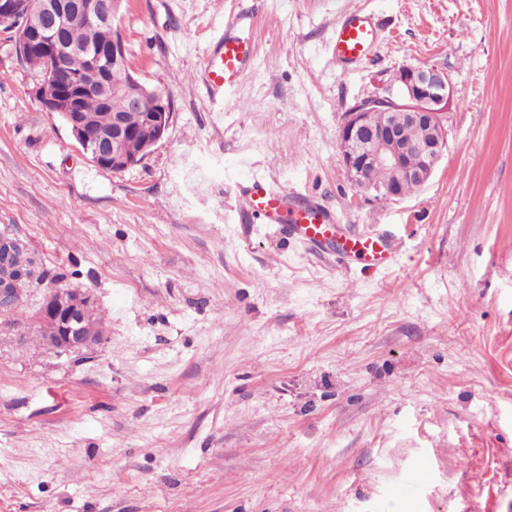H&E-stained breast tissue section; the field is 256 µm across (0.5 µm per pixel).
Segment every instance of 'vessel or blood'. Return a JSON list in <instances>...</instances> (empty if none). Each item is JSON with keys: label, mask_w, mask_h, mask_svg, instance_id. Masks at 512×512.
Masks as SVG:
<instances>
[{"label": "vessel or blood", "mask_w": 512, "mask_h": 512, "mask_svg": "<svg viewBox=\"0 0 512 512\" xmlns=\"http://www.w3.org/2000/svg\"><path fill=\"white\" fill-rule=\"evenodd\" d=\"M376 41L372 17L359 10L349 11L333 31L332 61L339 66L362 61L371 56ZM254 48V39L240 31L238 20H229L225 33L211 43L203 60V82L210 97L223 96L227 89L237 85L251 63ZM241 199L245 214L262 215L266 223L282 225L288 237L315 249L335 248L342 261L378 264L392 257L388 239L342 232L335 215L317 203L302 202L291 191L272 193L253 181L244 186Z\"/></svg>", "instance_id": "obj_1"}]
</instances>
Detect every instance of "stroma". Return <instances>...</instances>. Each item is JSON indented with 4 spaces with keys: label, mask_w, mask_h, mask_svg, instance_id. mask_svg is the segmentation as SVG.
I'll use <instances>...</instances> for the list:
<instances>
[{
    "label": "stroma",
    "mask_w": 512,
    "mask_h": 512,
    "mask_svg": "<svg viewBox=\"0 0 512 512\" xmlns=\"http://www.w3.org/2000/svg\"><path fill=\"white\" fill-rule=\"evenodd\" d=\"M357 9L380 43L340 70L330 34ZM231 15L255 56L215 104L201 66ZM116 23L174 112L117 173L0 32V232L41 273L0 310V512H512V0H122ZM433 64L448 149L376 200L341 161L343 116ZM248 179L388 237L397 265L242 216ZM57 286L89 293L104 341L46 350Z\"/></svg>",
    "instance_id": "obj_1"
}]
</instances>
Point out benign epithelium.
<instances>
[{"label": "benign epithelium", "mask_w": 512, "mask_h": 512, "mask_svg": "<svg viewBox=\"0 0 512 512\" xmlns=\"http://www.w3.org/2000/svg\"><path fill=\"white\" fill-rule=\"evenodd\" d=\"M118 0H0V24L10 25L19 17L24 24L13 39L19 61L39 55L46 69L33 89L42 108L58 113L69 127L81 152L96 166L124 171L139 164L167 133L173 119L169 94L146 86L130 66L117 82L112 75L117 64L128 61L124 39L114 29L112 42L76 48L64 38L71 23L114 25ZM122 93L129 112H140L151 136L138 131L116 115L112 126L97 127L82 109L86 96L112 102V91ZM453 84L448 71L436 65L403 66L383 94L355 103L338 132L342 163L351 182L377 199L405 197L404 185H427L448 147V104ZM427 128L428 138L404 141L401 124ZM393 171L392 183L379 188L370 183L374 169ZM22 285L0 287V309L13 307ZM38 322L54 328L42 337L47 350L62 355L100 343L103 328L92 316L90 296L78 289L52 288L38 312Z\"/></svg>", "instance_id": "obj_1"}]
</instances>
